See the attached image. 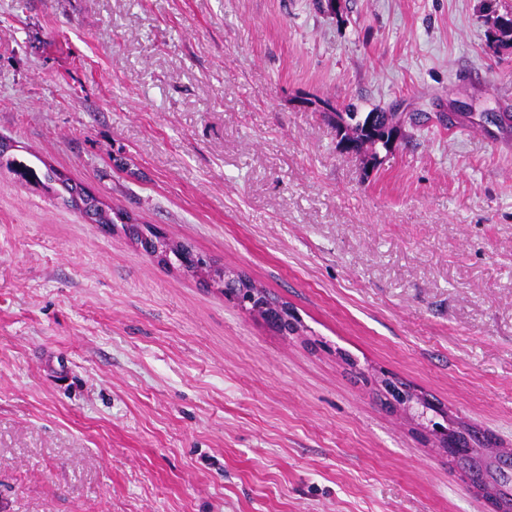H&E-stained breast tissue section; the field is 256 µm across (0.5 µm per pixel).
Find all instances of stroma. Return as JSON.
Wrapping results in <instances>:
<instances>
[{
    "label": "stroma",
    "mask_w": 512,
    "mask_h": 512,
    "mask_svg": "<svg viewBox=\"0 0 512 512\" xmlns=\"http://www.w3.org/2000/svg\"><path fill=\"white\" fill-rule=\"evenodd\" d=\"M512 0H0V136L242 273L285 337L0 168V512H489L383 373L512 447ZM402 113L381 165L332 110ZM492 48L497 50L501 47L512 45V12L498 14L493 22V28L489 35ZM370 385H373L374 389H377L380 394L385 393L387 390H391L394 386H397L398 388L405 390L410 395V400L407 399V396L403 394V399L399 403H395L394 405V411H401V410H407L412 406V401L414 399H419L421 401L427 400L424 397L419 396L414 392V390L407 384L402 385L401 381L383 375L382 377L374 378Z\"/></svg>",
    "instance_id": "35a3bbf8"
}]
</instances>
